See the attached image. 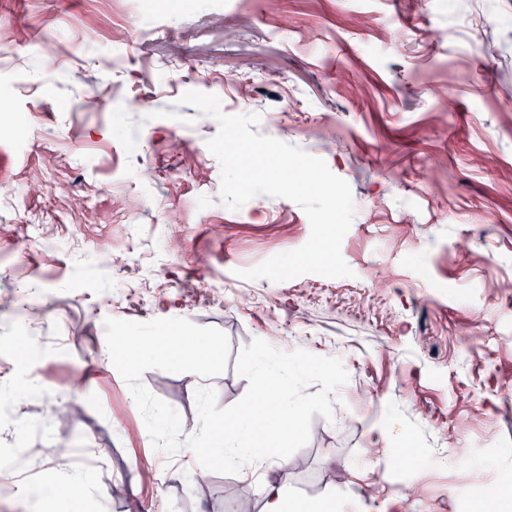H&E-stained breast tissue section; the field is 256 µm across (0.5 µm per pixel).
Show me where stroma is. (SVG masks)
I'll return each instance as SVG.
<instances>
[{"label":"stroma","instance_id":"35a3bbf8","mask_svg":"<svg viewBox=\"0 0 512 512\" xmlns=\"http://www.w3.org/2000/svg\"><path fill=\"white\" fill-rule=\"evenodd\" d=\"M189 90L349 183L351 276L240 278L311 225L285 198L222 205L219 126ZM2 106L31 122L0 136V467L17 472L0 512H227L228 481L260 497L239 473L194 486L196 455L154 449L109 317L227 335L221 374L141 378L185 423L198 386L221 408L246 394L254 339L341 360L332 418L280 477L291 502L467 512L480 467L512 512V0H165L150 25L143 0L115 19L102 0H0ZM58 444L75 488L37 455Z\"/></svg>","mask_w":512,"mask_h":512}]
</instances>
